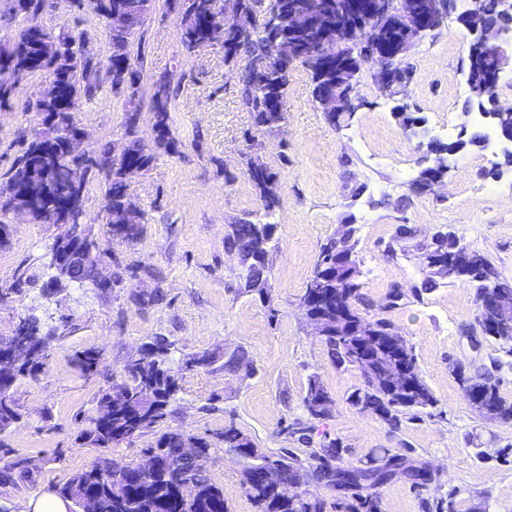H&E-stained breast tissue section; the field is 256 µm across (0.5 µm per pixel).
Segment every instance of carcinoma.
Masks as SVG:
<instances>
[{"label": "carcinoma", "instance_id": "obj_1", "mask_svg": "<svg viewBox=\"0 0 512 512\" xmlns=\"http://www.w3.org/2000/svg\"><path fill=\"white\" fill-rule=\"evenodd\" d=\"M258 18V25L245 37L234 38L224 49V59L245 61L236 75L239 95L245 107L254 113L255 123L266 132L278 128L285 119L284 97L288 75L265 84L259 82V71L271 60L288 67L300 61L308 69L312 97L319 101L327 88L347 83L348 73L336 70V59L355 64L352 48L343 44L331 49L325 75L318 74L316 66L297 52V47L317 37L314 31L295 33L288 22V12L295 9L312 10L320 5L330 11L328 22L336 23V6L347 5V0H277V12L268 16L267 0H246ZM154 7V0H98L96 15L106 24L112 53L102 65L85 57L77 44L81 38L66 26L49 28L35 23L44 8V0H12L11 10L22 15L28 24L6 44H0V108L7 105L25 83L34 75L43 77L37 102L43 116L38 128L26 141L17 163L7 173V181L25 188L18 192L32 208L31 221L40 223L37 212L50 204L59 205L71 195L70 178L73 168L81 166L77 159L64 161L59 154L63 135L75 131L79 101L91 97L101 88L104 72L118 74L112 80V91L126 97L125 140L116 145L106 144L93 157L111 161L109 173L100 175L92 166L84 165L83 181L89 183L104 178L106 223L115 233L126 220L143 218V212L128 193L127 171L136 167L147 171L154 154L145 151L139 136L140 71L132 62L128 47L134 34L141 28ZM122 15V21L112 22V14ZM221 21L214 0H185L181 18L182 44L192 50L206 40L207 29ZM159 90L152 100L153 131L156 146L168 149L174 145L170 124L169 105L174 88L167 76L158 78ZM39 170V178L29 177V167ZM247 174L258 193L267 214L279 206L273 174L263 165L250 160ZM275 224L239 220L229 225L224 238L225 249L238 254L244 268L243 288L259 296L268 294L269 244ZM354 229L341 237L330 236L320 246L311 276L299 304L311 306V312L324 319L325 337L321 342L339 365L353 366L350 356L354 346L368 343L376 336L384 344L373 349L372 367H355L362 378V387L350 397L352 406L377 416L394 430L402 426L408 411H422L437 406V399L423 379L413 353V346L394 328L390 320L377 315L363 316L357 308L361 301L360 269L354 259L351 244ZM448 235L437 234L422 247V262L433 276L450 281L482 282L483 266L491 265L487 258L480 264H448ZM26 336L33 352L46 354L47 335L33 319L24 321ZM171 344L163 338L146 345L140 357L127 369V380L102 391L99 416L81 431L80 439L98 448H109L135 435L142 434L160 423L169 414L170 400L178 388V372L171 366ZM99 354L93 349L81 351L76 367L91 374L98 367ZM403 362L409 374V383L415 389L410 397L394 396L385 389L379 374L393 364ZM252 369L248 352L237 350L224 360V370L236 372ZM464 399L477 392L495 412V420L512 423V400L504 398L498 381L489 370L470 374L458 366L454 369ZM332 399L316 379L309 381L303 398L308 422H297L288 427L299 441L310 444L311 422L328 414ZM0 410L9 421L0 419V429L18 420L12 394L0 395ZM224 451L240 467L245 492L257 512H326L325 500L311 493L307 497L288 491L262 477L271 466L282 469L285 480L293 487L322 485L336 493V512H381L376 489L398 476L409 479L416 489L434 479L427 465L415 463L406 454L391 448H381L364 465H341L343 442L339 438H323L319 446L302 454L292 450L281 454L266 453L234 426L224 428ZM191 442L199 448L195 457L181 453L180 448ZM210 444L205 440L181 432H165L153 446L145 449L143 463H153L146 470L141 464L112 466L104 460L95 467L70 475L56 487V494L70 501L82 490L102 501L112 502L110 512H228L224 491L210 478L204 465Z\"/></svg>", "mask_w": 512, "mask_h": 512}]
</instances>
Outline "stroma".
<instances>
[{"label":"stroma","mask_w":512,"mask_h":512,"mask_svg":"<svg viewBox=\"0 0 512 512\" xmlns=\"http://www.w3.org/2000/svg\"><path fill=\"white\" fill-rule=\"evenodd\" d=\"M181 5L155 0L129 46L141 72L140 136L155 150L151 167L129 187L144 211L140 239L111 236L101 182L89 183L84 195L88 230L108 253L103 271L112 276L111 287L87 282L47 291L59 225L13 219L10 240L0 246V340L28 317L52 334L43 370L13 388L20 421L0 430L8 460L30 462L27 477L0 484V512H22L30 499L101 459L118 466L142 462L162 430L206 439L209 475L223 489L228 512H256L238 466L224 452V427L235 425L268 452L303 451L288 427L305 420L303 398L313 377L333 400L313 439L340 438L342 464L363 465L376 449L396 448L437 468L426 488L413 489L401 476L380 487L381 512H512V463L496 456L512 448V424L474 411L452 373L457 364L471 373L490 370L501 395L512 400V357L483 333L475 285L440 278L420 297L385 306L391 289L420 287L426 277L420 246L437 233L479 251L512 280V172L489 174L502 153L467 148L450 160L444 185L417 189L424 151L393 113L394 106H406L423 117L428 138L443 142L456 140L463 124H475V116L465 113V29L451 15L423 38L406 59L408 88L393 97L382 95L374 65H365L358 85L363 104L336 127L312 102L307 68L294 64L283 128L267 133L241 104L222 46L184 49ZM39 21L81 32L90 55L107 61L110 45L94 13L67 0H46ZM164 75L176 90L172 153L155 149L149 110L153 84ZM41 81L32 77L11 107L0 111V175L15 164L23 139L37 126ZM79 117L90 133L87 150L125 138V98L111 86L83 100ZM251 158L276 176L280 204L273 215H266L248 180ZM267 217L276 229L263 300L244 290L240 260L225 251L224 235L236 220ZM345 224L356 229L366 314L384 313L413 346L438 400L436 407L408 413L398 431L350 404L362 385L359 373L336 364L299 308L321 243ZM403 224L413 234L402 239L397 229ZM157 336L171 342V365L179 372L171 416L160 430L110 448L79 443L77 434L95 416L102 389L122 382L128 365ZM240 347L252 371L225 372V355ZM87 348L100 354L91 376L74 365L76 353ZM203 353L212 356L210 365L187 368L192 356Z\"/></svg>","instance_id":"obj_1"}]
</instances>
